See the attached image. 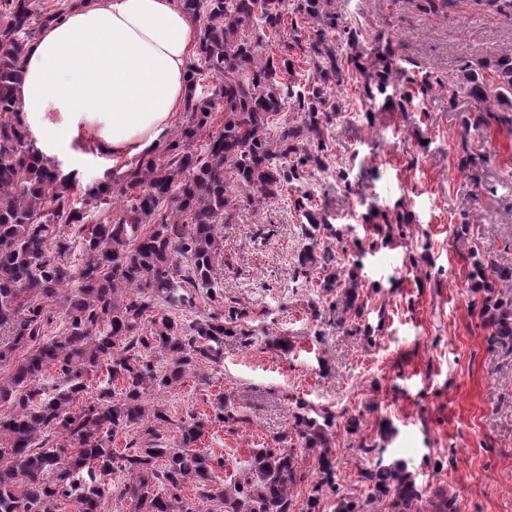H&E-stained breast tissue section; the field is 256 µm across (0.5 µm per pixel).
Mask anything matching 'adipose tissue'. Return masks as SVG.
I'll return each mask as SVG.
<instances>
[{"mask_svg": "<svg viewBox=\"0 0 512 512\" xmlns=\"http://www.w3.org/2000/svg\"><path fill=\"white\" fill-rule=\"evenodd\" d=\"M197 41L179 0H76L25 47L17 98L38 154L66 176L81 156L157 146L184 107Z\"/></svg>", "mask_w": 512, "mask_h": 512, "instance_id": "adipose-tissue-1", "label": "adipose tissue"}]
</instances>
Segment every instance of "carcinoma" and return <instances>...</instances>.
Masks as SVG:
<instances>
[{
  "label": "carcinoma",
  "instance_id": "1",
  "mask_svg": "<svg viewBox=\"0 0 512 512\" xmlns=\"http://www.w3.org/2000/svg\"><path fill=\"white\" fill-rule=\"evenodd\" d=\"M330 4L296 0L295 11L311 21L307 49L317 69V79L296 89L283 74L293 75L289 51L300 40L269 54L241 36L249 27L280 33L288 0H182L203 20L198 56L188 67L189 118L162 157L144 156L125 171L119 214L90 226V209L108 188L71 200L75 181L38 156L16 98L25 45L70 4L48 10L35 0H0V365L12 368L0 379V512H60L64 500L77 512H104L113 495L130 500L134 512H201L182 495L189 483L201 500L219 502L216 512H292L293 489L305 474L288 433L254 449L242 474L214 491L223 459L197 448L206 419L180 421L170 447L163 432L172 416L149 404L148 393L215 360L224 337L250 336L241 322L246 313L236 309L191 320L175 312L193 306L199 288L213 302L224 298L215 291L223 252L216 224L230 222L244 202L258 210L282 198L312 176L311 168L326 169L327 97L353 71L365 70L352 53L362 30L340 26ZM393 57L388 47L377 58L381 95ZM210 79L211 96L200 102L196 88ZM461 89L512 112V54L466 66ZM290 100L304 113L299 125L280 117ZM218 104L223 127L198 147ZM303 217L302 234L312 245L299 254L294 275L307 277L335 257L328 250L314 255L326 220L310 210ZM479 316L489 344L512 354V297L484 298ZM51 368L55 377L41 381ZM103 376L105 385L93 387ZM332 423L326 409L299 402L293 412L292 429L318 457L320 481L308 512L323 487L338 491L326 451ZM52 435L60 441L49 448ZM120 435L130 442L118 453L112 441ZM361 476L370 483L365 499L343 496L334 512H421L422 491L404 463L378 464ZM428 505L456 512L455 497L442 490Z\"/></svg>",
  "mask_w": 512,
  "mask_h": 512
}]
</instances>
